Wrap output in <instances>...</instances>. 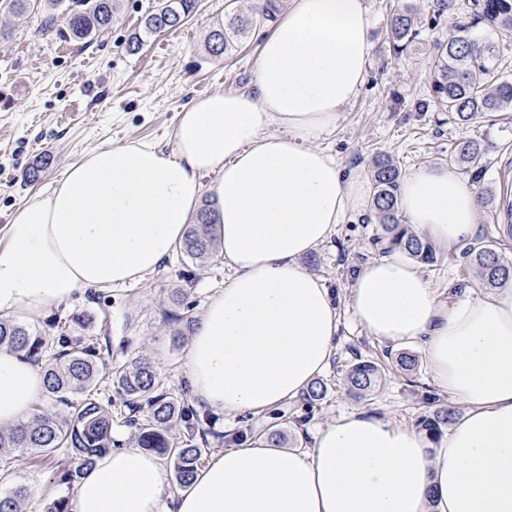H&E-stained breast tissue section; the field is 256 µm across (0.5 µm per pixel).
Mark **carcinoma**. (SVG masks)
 <instances>
[{"label": "carcinoma", "mask_w": 512, "mask_h": 512, "mask_svg": "<svg viewBox=\"0 0 512 512\" xmlns=\"http://www.w3.org/2000/svg\"><path fill=\"white\" fill-rule=\"evenodd\" d=\"M284 0H262L243 13L235 8L225 12L224 23L209 32L210 54L224 53L247 38L252 28L276 19ZM27 19H38V32L45 34L56 22H63L76 41L104 33L112 24L118 0H0V8ZM467 8L469 20L460 24L448 39L434 44L435 69L432 76V100L455 120L467 126L489 112L512 110V81L499 76L500 64L495 44L475 32L512 31V0H427V15L436 22L461 8ZM197 0H161L147 14L141 29L128 43L136 52L144 38L181 27L195 13ZM424 21L409 0H399L388 19L386 34L395 57L414 46L423 32ZM486 146L474 139L460 141L448 162L462 170L482 164ZM375 184L373 212L381 224L377 242L382 253L403 252L421 262L436 258L432 241L417 234L399 218L397 198L401 176L399 167L388 156H378L372 166ZM217 216L206 203L197 211L194 223L187 225L180 252L198 266H204L219 254L215 232ZM499 239L490 237L466 251L469 263L482 284L496 288L512 277V263L498 251ZM166 312L168 322L176 325L172 343L180 344L195 322L192 307L176 289ZM94 318L80 313L56 320L57 334L48 336L25 322L0 318V348L22 352L41 365L43 403L36 406L17 426L0 430V485L7 483L30 456L54 470L56 483L72 491L84 469L94 458L118 448L112 440V405L97 397L100 364L112 356V346H103L90 335ZM381 371L371 359L355 356L346 371L349 394L355 398L371 395ZM108 377L117 389L121 405L128 410L126 423L135 430L139 448L156 451L173 462L174 480L184 487L193 477L208 446L202 420L192 407L167 388L154 363L137 355L113 364ZM324 382L314 383L302 398L301 424L311 418L314 408L326 397ZM456 408L443 405L419 417L416 427L432 438L440 437L457 419ZM29 499L23 486L0 488V512H26Z\"/></svg>", "instance_id": "obj_1"}]
</instances>
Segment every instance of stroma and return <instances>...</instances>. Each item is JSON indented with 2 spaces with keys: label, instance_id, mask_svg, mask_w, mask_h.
Returning <instances> with one entry per match:
<instances>
[{
  "label": "stroma",
  "instance_id": "35a3bbf8",
  "mask_svg": "<svg viewBox=\"0 0 512 512\" xmlns=\"http://www.w3.org/2000/svg\"><path fill=\"white\" fill-rule=\"evenodd\" d=\"M157 4L120 0L109 30L84 42L74 41L64 24L42 36L24 19L0 11V233L33 196L47 192L91 149L148 142L171 150L176 114L185 105L219 88L251 87L272 24L257 27L217 60L208 51L207 34L223 21L227 0H200L197 14L185 26L146 38L138 54H129L127 42ZM365 5L372 44L366 82L343 107L335 130L317 139V147L367 182L376 154L390 156L407 173L422 165H447L458 141L479 140L488 153L475 184L489 201L479 216L480 233L492 234L497 215L512 202V115L464 127L429 100L433 44L465 21V14L443 17L436 28L423 31L408 54L397 58L384 38L390 0H365ZM43 156L51 158V165L37 182L24 184L28 167ZM380 231L371 206H364L304 260L309 271L338 290L343 320L339 348L323 376L329 392L308 428L357 409L410 427L427 411L429 399L450 400L436 387L426 362L405 375L387 361L385 345L368 336L353 317L348 289L357 268L380 256ZM465 251L462 245L438 247L435 262L420 269L435 288L479 289ZM229 275L223 260L203 268L177 254L141 282L101 291V303L84 297L54 314L32 317L20 311L16 317L45 332L56 315L89 312L103 318L102 332L112 340L113 361L125 360L130 353L146 355L161 363L167 388L179 394L187 387L184 350L172 347L170 327L163 319L169 292L184 289L199 312L211 290L223 286ZM356 351L385 362L382 383L366 400L350 396L344 382Z\"/></svg>",
  "mask_w": 512,
  "mask_h": 512
}]
</instances>
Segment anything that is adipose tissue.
Instances as JSON below:
<instances>
[{
  "mask_svg": "<svg viewBox=\"0 0 512 512\" xmlns=\"http://www.w3.org/2000/svg\"><path fill=\"white\" fill-rule=\"evenodd\" d=\"M368 30L364 0H295L262 42L253 88L194 99L176 115L171 151L97 147L69 166L0 235V317L141 281L182 243L207 191L231 275L184 352L192 404L255 416L301 397L341 330L339 297L303 260L366 197L313 142L365 82ZM398 202L440 245L477 232L478 191L448 168L410 171ZM350 306L387 347L421 343L437 386L465 405L438 443L353 411L307 445L262 435L229 445L174 493L158 456L120 448L83 475L69 512H512V280L441 291L396 252L357 270ZM42 391L40 367L0 349V426L26 419Z\"/></svg>",
  "mask_w": 512,
  "mask_h": 512,
  "instance_id": "obj_1",
  "label": "adipose tissue"
}]
</instances>
